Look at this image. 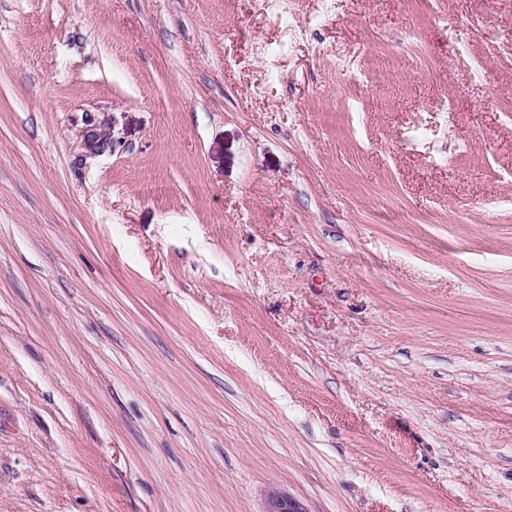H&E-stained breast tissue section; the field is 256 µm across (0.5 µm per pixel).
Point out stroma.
Returning a JSON list of instances; mask_svg holds the SVG:
<instances>
[{
    "label": "stroma",
    "instance_id": "1",
    "mask_svg": "<svg viewBox=\"0 0 512 512\" xmlns=\"http://www.w3.org/2000/svg\"><path fill=\"white\" fill-rule=\"evenodd\" d=\"M275 488L512 512V0H0V512Z\"/></svg>",
    "mask_w": 512,
    "mask_h": 512
}]
</instances>
